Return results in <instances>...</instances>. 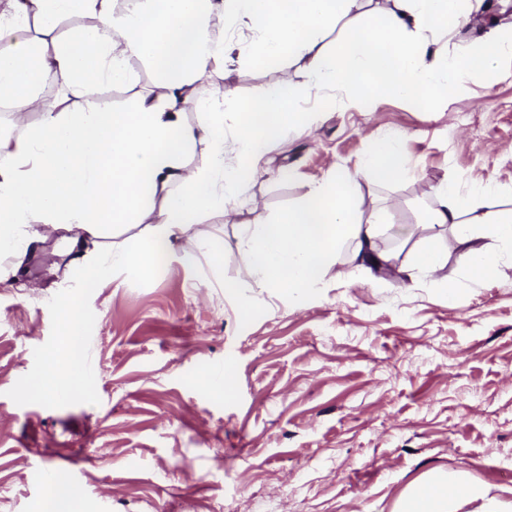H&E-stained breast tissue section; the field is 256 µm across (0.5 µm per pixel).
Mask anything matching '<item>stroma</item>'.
Instances as JSON below:
<instances>
[{"mask_svg": "<svg viewBox=\"0 0 512 512\" xmlns=\"http://www.w3.org/2000/svg\"><path fill=\"white\" fill-rule=\"evenodd\" d=\"M242 58L211 79L239 103L270 80ZM297 101L317 111L269 156L245 200L202 224L224 239L221 262L173 254L148 271L101 270L82 286L81 249L60 254L62 230L39 225L22 262L0 259V512H37L42 471L67 470L82 512H394L409 487L462 474L512 512V256L494 238L496 274L468 281L449 226L426 224L443 181H493L487 212L512 209V53L428 112L381 98L352 105L345 91ZM397 129L416 171L363 191L387 210L376 242L392 274L359 267L345 245L325 284L300 301L273 296L244 273L237 227L296 205L310 184L355 169L368 144ZM288 169L290 180L279 173ZM444 261L405 279L427 239ZM240 296L224 297L225 283ZM80 297L95 338L97 374L65 401L26 395L64 332L63 300ZM253 305L249 320L239 306ZM229 369V391L211 388Z\"/></svg>", "mask_w": 512, "mask_h": 512, "instance_id": "obj_1", "label": "stroma"}]
</instances>
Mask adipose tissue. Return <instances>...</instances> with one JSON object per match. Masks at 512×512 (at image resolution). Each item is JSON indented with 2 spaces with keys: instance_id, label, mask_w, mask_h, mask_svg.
<instances>
[{
  "instance_id": "adipose-tissue-1",
  "label": "adipose tissue",
  "mask_w": 512,
  "mask_h": 512,
  "mask_svg": "<svg viewBox=\"0 0 512 512\" xmlns=\"http://www.w3.org/2000/svg\"><path fill=\"white\" fill-rule=\"evenodd\" d=\"M369 0H0V107L14 133L0 134V257H20L38 241L37 225L66 230L71 246L112 237L116 226L144 224L143 236L113 245L84 270L85 287L99 281L101 264L151 267L174 251L188 259L219 257L220 240L198 228L202 214L224 212L248 190L258 164L285 141L318 121L295 109L299 95L347 91L353 103L393 97L431 110L450 86L491 68L512 52V28L481 29L483 0H393L387 13ZM348 28L334 49L322 43L339 21ZM240 25L258 38L255 59L271 79L238 107L234 130L239 163H224V100L219 83L197 91L195 82L233 64L234 44L224 37ZM481 29L471 58L443 54L442 41L461 27ZM140 61L159 75L130 108L114 110L97 100L102 85L137 84ZM302 62L306 82L282 77L287 61ZM62 90L44 96L46 79ZM194 122L185 119L186 110ZM38 122H29L31 113ZM403 133L373 141L358 169L337 170L312 184L294 208L239 229L246 276L261 286L306 298L324 280L337 253L353 244L359 262H382L374 238L383 221L368 203L363 180L387 181L407 166ZM492 181L476 183L461 201L455 183H442L433 224L450 225L464 250L462 263L474 282L492 276L496 255L477 246L486 226L512 250V211L493 216L486 198ZM65 326L48 369L25 390L48 398L76 396L92 381L81 371L85 349L77 334L81 304L59 307ZM499 512L485 490L461 478L434 473L415 484L397 512ZM81 493L67 472L56 471L39 512H80Z\"/></svg>"
}]
</instances>
